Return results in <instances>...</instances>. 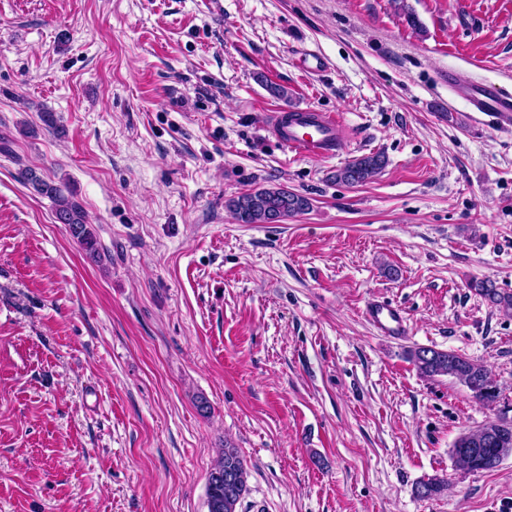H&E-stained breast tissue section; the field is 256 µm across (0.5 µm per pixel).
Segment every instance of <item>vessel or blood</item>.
Here are the masks:
<instances>
[{"label":"vessel or blood","instance_id":"b4317fda","mask_svg":"<svg viewBox=\"0 0 512 512\" xmlns=\"http://www.w3.org/2000/svg\"><path fill=\"white\" fill-rule=\"evenodd\" d=\"M447 82L449 91L464 98L482 123L512 131L511 91L493 83L462 82L452 74L448 75ZM339 124L338 116L332 113L305 110L289 119L279 113L274 118L271 133L285 147L301 156L328 158L337 150ZM364 317L377 335L401 339L410 333L404 309L392 302L370 300L364 308Z\"/></svg>","mask_w":512,"mask_h":512}]
</instances>
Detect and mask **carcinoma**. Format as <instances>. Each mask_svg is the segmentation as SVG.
Returning <instances> with one entry per match:
<instances>
[{"instance_id": "carcinoma-1", "label": "carcinoma", "mask_w": 512, "mask_h": 512, "mask_svg": "<svg viewBox=\"0 0 512 512\" xmlns=\"http://www.w3.org/2000/svg\"><path fill=\"white\" fill-rule=\"evenodd\" d=\"M385 165L380 154L361 156L350 160L336 170L334 179L340 183L357 186L371 180ZM24 182L33 190L46 196L54 204L55 217L68 226L70 235L92 258L100 255L97 237L88 224L82 207L73 200L68 184L62 180H47L31 167L21 171ZM226 207L240 224H272L310 210V200L284 187L260 188L243 193L226 201ZM471 287L493 306L512 310V294L498 290L496 285L483 280ZM410 358L417 369L428 377L449 376L467 387L472 396L486 405L496 403L500 388L492 372L483 364L464 358L454 352L434 348L417 347L410 351ZM475 448L484 450L482 456L473 459L458 447L452 455L456 468L471 471H492L512 453V421H497L470 430L459 437ZM248 472L243 458L234 447L224 446L211 468L207 479V503L209 512H237V505L247 491ZM448 484L439 477L418 483L416 493L421 498L439 496Z\"/></svg>"}]
</instances>
